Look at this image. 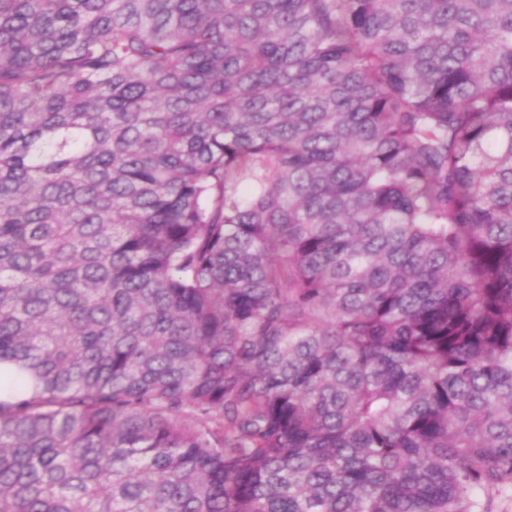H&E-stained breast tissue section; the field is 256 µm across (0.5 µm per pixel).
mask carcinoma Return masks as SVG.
<instances>
[{
	"label": "carcinoma",
	"instance_id": "cac0c4a2",
	"mask_svg": "<svg viewBox=\"0 0 512 512\" xmlns=\"http://www.w3.org/2000/svg\"><path fill=\"white\" fill-rule=\"evenodd\" d=\"M512 0H0V512H491Z\"/></svg>",
	"mask_w": 512,
	"mask_h": 512
}]
</instances>
